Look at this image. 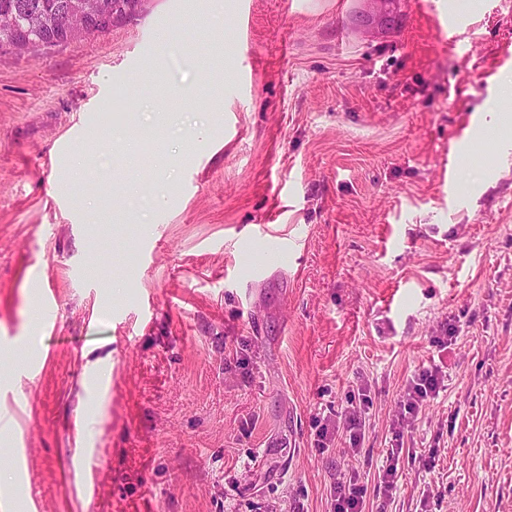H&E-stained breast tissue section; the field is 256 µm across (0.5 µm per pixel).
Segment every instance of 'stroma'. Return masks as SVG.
<instances>
[{
    "instance_id": "stroma-1",
    "label": "stroma",
    "mask_w": 512,
    "mask_h": 512,
    "mask_svg": "<svg viewBox=\"0 0 512 512\" xmlns=\"http://www.w3.org/2000/svg\"><path fill=\"white\" fill-rule=\"evenodd\" d=\"M511 80L512 0H150L0 51L16 512H333L352 478L512 512ZM443 382L441 368L438 366L421 370L410 383L409 399L404 404V409L409 414H417L420 405L428 398H433L439 393Z\"/></svg>"
}]
</instances>
